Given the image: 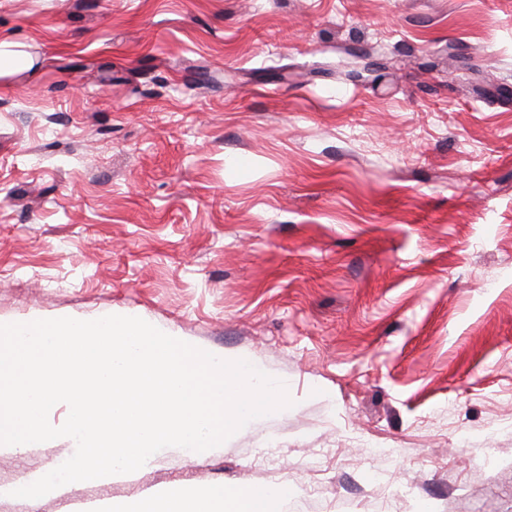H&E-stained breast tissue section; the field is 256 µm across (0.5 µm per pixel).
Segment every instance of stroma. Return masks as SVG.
Wrapping results in <instances>:
<instances>
[{
	"mask_svg": "<svg viewBox=\"0 0 512 512\" xmlns=\"http://www.w3.org/2000/svg\"><path fill=\"white\" fill-rule=\"evenodd\" d=\"M0 323L135 316L292 407L0 512L290 483L512 512V0H0ZM384 449L376 458L372 449Z\"/></svg>",
	"mask_w": 512,
	"mask_h": 512,
	"instance_id": "obj_1",
	"label": "stroma"
}]
</instances>
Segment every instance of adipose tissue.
I'll use <instances>...</instances> for the list:
<instances>
[{
    "mask_svg": "<svg viewBox=\"0 0 512 512\" xmlns=\"http://www.w3.org/2000/svg\"><path fill=\"white\" fill-rule=\"evenodd\" d=\"M291 493L288 484L253 485L229 493L212 486L200 493L165 492L138 501L132 512H276Z\"/></svg>",
    "mask_w": 512,
    "mask_h": 512,
    "instance_id": "ef3b65f1",
    "label": "adipose tissue"
}]
</instances>
